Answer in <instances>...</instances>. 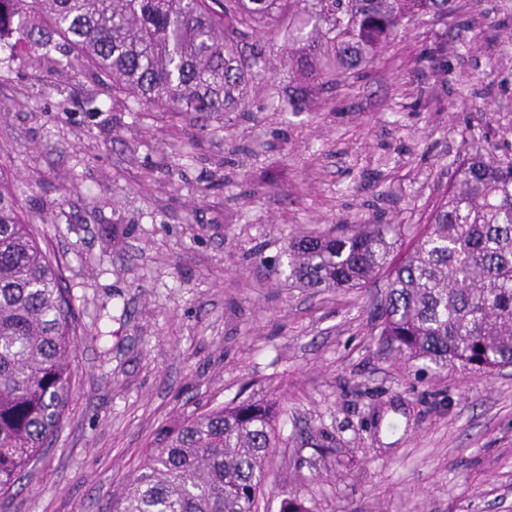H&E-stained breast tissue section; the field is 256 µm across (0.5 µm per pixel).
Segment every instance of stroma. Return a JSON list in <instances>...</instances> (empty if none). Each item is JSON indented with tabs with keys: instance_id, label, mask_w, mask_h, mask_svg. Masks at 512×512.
I'll return each mask as SVG.
<instances>
[{
	"instance_id": "stroma-1",
	"label": "stroma",
	"mask_w": 512,
	"mask_h": 512,
	"mask_svg": "<svg viewBox=\"0 0 512 512\" xmlns=\"http://www.w3.org/2000/svg\"><path fill=\"white\" fill-rule=\"evenodd\" d=\"M263 42L245 107L205 131L0 61V167L26 214L50 216L81 322L67 418L0 512H110L159 431L268 395L284 411L261 512L287 494L310 512H512V367L397 358L376 327L383 280L292 288L283 256L294 231L425 224L463 133L512 144V0L414 19L295 112L288 43Z\"/></svg>"
}]
</instances>
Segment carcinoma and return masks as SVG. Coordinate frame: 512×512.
<instances>
[{
    "mask_svg": "<svg viewBox=\"0 0 512 512\" xmlns=\"http://www.w3.org/2000/svg\"><path fill=\"white\" fill-rule=\"evenodd\" d=\"M455 0H0V37L48 71L76 72L139 112L202 121L245 105L266 70L257 41L288 17V66L335 85L357 74L416 17ZM415 241L401 224H336L284 249L303 288H361L386 277L380 344L434 370L488 377L512 367V155L473 146ZM0 175V492L43 455L75 394L68 351L79 319L37 219ZM280 398L194 412L159 434L111 512H258L279 447Z\"/></svg>",
    "mask_w": 512,
    "mask_h": 512,
    "instance_id": "1",
    "label": "carcinoma"
}]
</instances>
